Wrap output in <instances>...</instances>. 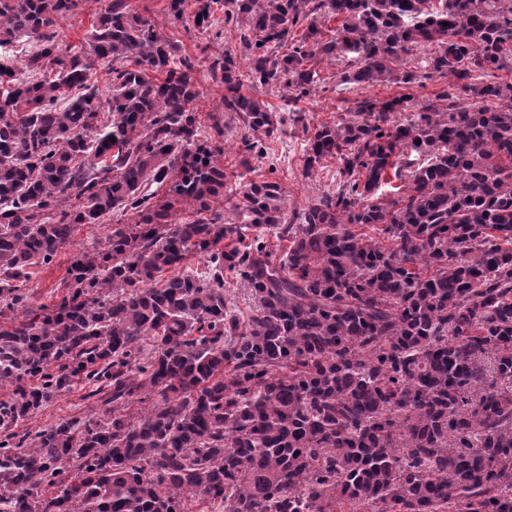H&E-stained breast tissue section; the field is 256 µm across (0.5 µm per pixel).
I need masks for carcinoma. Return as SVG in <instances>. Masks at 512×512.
I'll use <instances>...</instances> for the list:
<instances>
[{
    "instance_id": "cac0c4a2",
    "label": "carcinoma",
    "mask_w": 512,
    "mask_h": 512,
    "mask_svg": "<svg viewBox=\"0 0 512 512\" xmlns=\"http://www.w3.org/2000/svg\"><path fill=\"white\" fill-rule=\"evenodd\" d=\"M221 1L248 71L226 51L210 73L245 129L242 165L283 124L246 82L298 101L315 61L338 57L342 82L403 93L315 128L304 176L334 158L342 180L299 223L276 181L227 199L290 242L276 260L237 246L214 209L226 126L198 140L196 65L155 23L107 0L89 51L70 56L55 26L80 0H0V383L15 385L0 401V512H512V82L449 91L512 73V0H195V26ZM23 37L35 51L19 64ZM434 78L448 90L414 102ZM390 171L405 194L379 193ZM153 184L168 186L160 203ZM182 205L195 220L175 223ZM129 211L135 223L74 257L59 303L30 305L28 269L73 225ZM199 254L209 276L153 284ZM226 271L255 300L246 320ZM76 381L112 409L14 431Z\"/></svg>"
}]
</instances>
